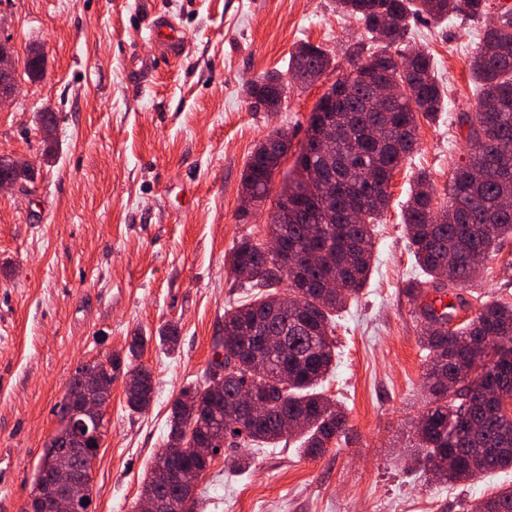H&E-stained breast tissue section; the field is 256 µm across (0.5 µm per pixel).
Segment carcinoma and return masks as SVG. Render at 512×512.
I'll list each match as a JSON object with an SVG mask.
<instances>
[{
  "label": "carcinoma",
  "mask_w": 512,
  "mask_h": 512,
  "mask_svg": "<svg viewBox=\"0 0 512 512\" xmlns=\"http://www.w3.org/2000/svg\"><path fill=\"white\" fill-rule=\"evenodd\" d=\"M337 9L354 16L370 44L351 53V70L323 95L322 113L309 130L328 119L336 135L328 149L308 144L286 173L269 215V237L283 244L277 254L264 241L241 238L231 250L234 274L247 273L244 286L257 292L246 303L224 311L205 371L224 370L221 391L209 381L185 388L172 409L167 447L186 435L207 447L259 448L297 438L303 452L316 458L333 438L348 434L342 405L319 390L336 361L332 338L337 313L356 299L373 260L375 225L388 204L393 172L418 144L417 114L431 118L443 106L440 84L427 53L393 55L415 15L444 21L452 13H484L485 0H336ZM501 25L484 29L472 74L481 86L476 110L466 112L468 161L448 180L445 204L434 210L436 189L423 172L416 174L403 213L409 245L424 278L404 289L422 324L419 345L426 370L424 411L411 424L415 457L428 478L469 480L481 473L512 469V303H484L465 325H451L457 308L468 305L464 291L485 260L512 237V9L500 13ZM327 52L300 43L290 56L292 81L311 84L330 67ZM25 74L35 81L44 71L38 48L29 50ZM399 90L394 112H372L365 76ZM256 106L280 108L284 81L276 75L253 80L247 89ZM288 134L276 131L252 152L242 176L243 192L261 203L269 197ZM288 280V301L276 290ZM335 281L336 288L326 287ZM449 297L448 311L435 315L422 306L428 293ZM279 337L273 349L260 336ZM147 337L134 336L125 359L79 365L68 381L76 394L81 381L106 376L125 366L129 410L142 412L153 399L152 373L138 358ZM263 389L267 414L249 419L238 413L237 396L250 386ZM187 472L201 477L206 465L188 448H178ZM161 494L177 502L179 512H194L196 499L179 484ZM472 512H512V486L475 504Z\"/></svg>",
  "instance_id": "obj_1"
}]
</instances>
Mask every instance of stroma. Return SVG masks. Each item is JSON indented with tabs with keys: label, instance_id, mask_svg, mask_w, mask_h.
Segmentation results:
<instances>
[{
	"label": "stroma",
	"instance_id": "obj_1",
	"mask_svg": "<svg viewBox=\"0 0 512 512\" xmlns=\"http://www.w3.org/2000/svg\"><path fill=\"white\" fill-rule=\"evenodd\" d=\"M506 0H485L483 19L411 21L403 52L433 60L444 107L419 118V144L395 171L378 224L369 279L336 318V368L324 384L346 408L351 431L316 458L296 441L253 448L252 467L230 471L216 457L199 481L195 512H468L512 486V469L436 482L407 454L410 422L424 405L420 324L405 294L419 271L402 211L420 171L445 191L466 159L462 113L474 111L471 60ZM168 15L183 29L177 60L158 61L145 26ZM0 33L16 58L42 47V79L24 81L0 110V155L31 165L33 182L0 191V512H22L56 406L77 366L125 356L153 377L148 410L128 409L124 372L92 472V512H133L183 388L202 382L224 311L250 299L227 256L242 237L266 236L271 197L245 208L242 175L273 130L291 140L292 168L311 116L350 69L363 26L336 0H0ZM332 60L315 83H289L276 112L253 108L246 88L284 74L296 46ZM52 107L44 139L38 116ZM463 325L487 301L512 302V238L467 290ZM176 328V349L159 345Z\"/></svg>",
	"mask_w": 512,
	"mask_h": 512
}]
</instances>
